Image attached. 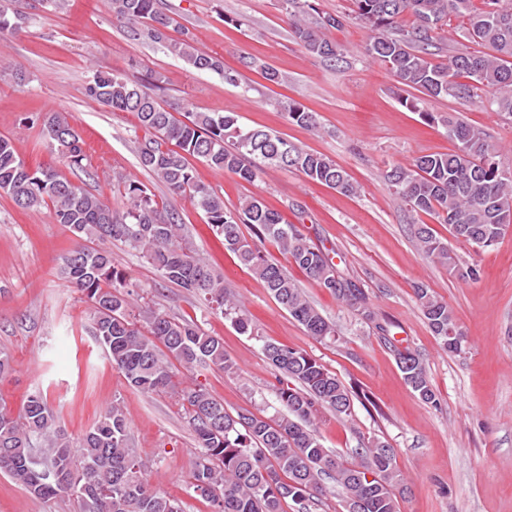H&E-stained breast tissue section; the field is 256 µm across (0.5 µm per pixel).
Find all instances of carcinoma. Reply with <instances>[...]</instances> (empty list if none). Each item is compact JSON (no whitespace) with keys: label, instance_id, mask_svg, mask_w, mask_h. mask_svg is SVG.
Instances as JSON below:
<instances>
[{"label":"carcinoma","instance_id":"obj_1","mask_svg":"<svg viewBox=\"0 0 512 512\" xmlns=\"http://www.w3.org/2000/svg\"><path fill=\"white\" fill-rule=\"evenodd\" d=\"M13 0H0V32L25 24L28 15ZM113 18L133 36L161 44L171 55L198 72L238 82L224 68L223 58L202 51L187 33L173 39V19L162 0H104ZM288 25L307 49L328 61L344 58L346 50L318 34L308 20V0H286ZM356 18L374 36L363 48L365 57L384 64L405 87L432 98L478 102L512 119V0H353ZM412 17L409 24L404 17ZM466 20L462 36L489 52H458L435 63L443 50L444 27L450 17ZM87 96L136 119L135 137L140 165L176 195L189 194L204 213L224 247L249 268L269 294L315 338L336 336V329L306 298L288 269L269 259L258 242L272 240L307 278L336 295L365 319L374 318L368 298L350 279L339 276L326 254L294 224L256 198L240 202L235 211L196 180L189 158L252 180L262 166L296 171L312 181L346 194L357 186L343 167L329 157L308 151L277 132L247 127L234 112H192L176 119L147 87L135 78L95 70ZM288 119L316 130L318 116L298 103L287 107ZM454 150L418 157L413 166L386 171L385 180L402 205L416 214L437 216L456 238L489 248L512 223V170L497 162L499 145L484 129L450 113L442 118ZM50 149L72 168H84L82 139L61 112L41 121ZM0 191L22 209L46 206L54 220L69 229L75 244L62 259L61 275L81 299L91 305L94 335L127 383L142 392L168 393L179 398L199 457L191 473L193 486L217 507V512H310L327 489L329 476L341 490L344 512H397V495L408 487L393 464L395 449L379 438L367 441L360 461L350 462L323 448L309 428L316 406L339 415L351 414L353 395L323 364L308 354L266 342L268 360L298 386L280 388L284 411L275 418L243 410L232 414L224 402L202 388L182 387L176 372L200 365L234 373L221 338L193 321L176 320L150 307L133 312L132 294L121 270L104 244L119 240L138 252L170 283L213 304L243 333L252 326L238 300L227 293L224 280L198 255L184 235L178 213L143 184L127 180V205L116 210L95 194L72 183L54 168L31 169L18 155L11 138L0 136ZM252 226L249 240L241 225ZM420 251L452 272L458 256L427 224L414 231ZM424 318L440 347L450 353L465 347L467 337L448 303L426 288H416ZM406 383L425 403L435 392L425 365L411 352H398ZM130 425L114 403L92 428L76 439L58 424L39 392L30 394L23 414L0 410V472L6 473L32 497L48 501L70 495L78 512H183L178 501L146 488L143 465L129 446ZM374 475L367 480L366 473Z\"/></svg>","mask_w":512,"mask_h":512}]
</instances>
